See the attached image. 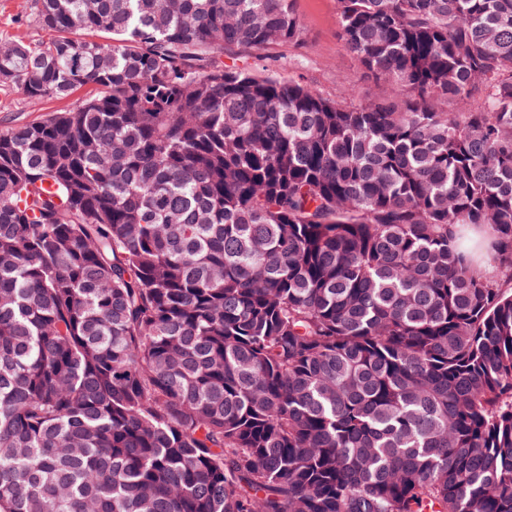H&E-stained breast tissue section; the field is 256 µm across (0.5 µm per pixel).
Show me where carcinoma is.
I'll return each mask as SVG.
<instances>
[{
  "label": "carcinoma",
  "instance_id": "cac0c4a2",
  "mask_svg": "<svg viewBox=\"0 0 512 512\" xmlns=\"http://www.w3.org/2000/svg\"><path fill=\"white\" fill-rule=\"evenodd\" d=\"M32 0L0 47V512H512V0ZM56 186L49 191L47 184ZM295 7L305 32L300 46L284 45L262 51L235 48L224 50L220 58L241 55L259 75L284 73L314 85L330 99H342L349 83L356 84L362 98H377L386 93L382 83L357 70L339 35L336 0H296ZM94 92L92 86H84L75 90L67 98L45 99L33 107L18 88L0 86V130L39 122L50 113L62 112L92 96Z\"/></svg>",
  "mask_w": 512,
  "mask_h": 512
}]
</instances>
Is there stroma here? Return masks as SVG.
<instances>
[{
    "mask_svg": "<svg viewBox=\"0 0 512 512\" xmlns=\"http://www.w3.org/2000/svg\"><path fill=\"white\" fill-rule=\"evenodd\" d=\"M31 0H0V46L16 40L41 41L49 31L24 25L21 17ZM305 38L301 45H284L262 51H245L252 70L260 75L280 72L314 85L328 98H342L348 84H355L366 99L383 96L385 86L359 73L339 35L336 0H296ZM84 86L65 98H49L30 105L21 90L0 86V130L30 125L53 112H61L92 96Z\"/></svg>",
    "mask_w": 512,
    "mask_h": 512,
    "instance_id": "obj_1",
    "label": "stroma"
}]
</instances>
